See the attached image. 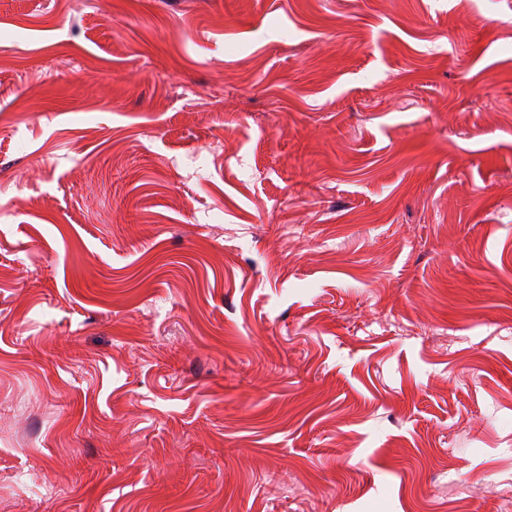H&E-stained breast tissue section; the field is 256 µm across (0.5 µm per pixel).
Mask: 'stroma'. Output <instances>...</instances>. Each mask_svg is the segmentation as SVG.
Returning <instances> with one entry per match:
<instances>
[{
	"mask_svg": "<svg viewBox=\"0 0 512 512\" xmlns=\"http://www.w3.org/2000/svg\"><path fill=\"white\" fill-rule=\"evenodd\" d=\"M0 512H512V0H0Z\"/></svg>",
	"mask_w": 512,
	"mask_h": 512,
	"instance_id": "35a3bbf8",
	"label": "stroma"
}]
</instances>
